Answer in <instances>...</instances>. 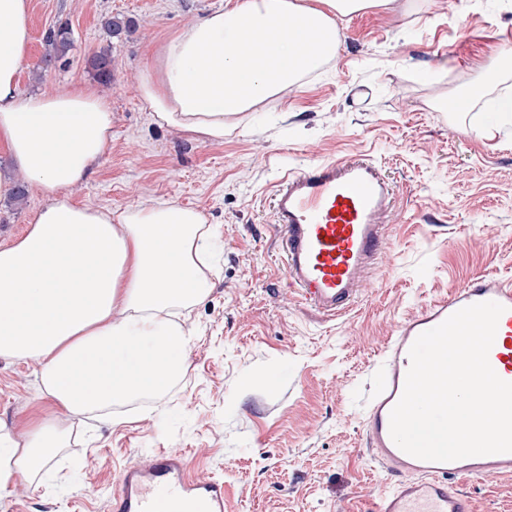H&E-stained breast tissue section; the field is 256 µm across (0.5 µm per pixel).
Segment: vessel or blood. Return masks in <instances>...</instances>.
Here are the masks:
<instances>
[{
  "label": "vessel or blood",
  "instance_id": "b4317fda",
  "mask_svg": "<svg viewBox=\"0 0 512 512\" xmlns=\"http://www.w3.org/2000/svg\"><path fill=\"white\" fill-rule=\"evenodd\" d=\"M393 194L380 169L363 159L321 163L278 180L272 211L285 244L284 273L303 300L331 316L349 310L361 278L380 256V218ZM486 301L504 307L489 363L512 382V281L500 276L471 279L454 295L426 305L384 350L366 415L368 444L388 475L375 512H471L469 498L449 479L512 476V453L425 461L402 451L390 435V412L402 394L414 341L458 310ZM115 512H224V484L190 478L183 453L161 450L122 472Z\"/></svg>",
  "mask_w": 512,
  "mask_h": 512
}]
</instances>
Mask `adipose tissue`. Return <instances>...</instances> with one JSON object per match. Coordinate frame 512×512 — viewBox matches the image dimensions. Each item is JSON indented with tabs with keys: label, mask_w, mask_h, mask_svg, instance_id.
Masks as SVG:
<instances>
[{
	"label": "adipose tissue",
	"mask_w": 512,
	"mask_h": 512,
	"mask_svg": "<svg viewBox=\"0 0 512 512\" xmlns=\"http://www.w3.org/2000/svg\"><path fill=\"white\" fill-rule=\"evenodd\" d=\"M392 2L226 0L155 46L138 97L157 127L223 143L335 60L339 20ZM30 44V0H0V146L17 171L0 174V198L21 179L42 197L28 232L0 248V355L37 358L57 408L108 413L164 392L185 369L182 317L209 293L210 229L174 201H74L71 188L112 144V106L89 90L21 95ZM438 102L456 114L488 105L486 136L512 124V91L489 94L480 80ZM62 446L47 416L33 420L21 449L0 429V492L42 474Z\"/></svg>",
	"instance_id": "ef3b65f1"
}]
</instances>
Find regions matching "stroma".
I'll return each mask as SVG.
<instances>
[{
    "instance_id": "obj_1",
    "label": "stroma",
    "mask_w": 512,
    "mask_h": 512,
    "mask_svg": "<svg viewBox=\"0 0 512 512\" xmlns=\"http://www.w3.org/2000/svg\"><path fill=\"white\" fill-rule=\"evenodd\" d=\"M226 0H30L32 41L22 92L84 88L112 106V146L72 189L97 207L173 200L213 229L207 298L188 320L195 336L168 390L122 417L53 410L39 363L0 356V428L25 446L28 422L51 416L66 443L51 470L10 487L6 512H110L125 467L182 451L199 478L224 483V512H365L387 475L367 446L365 420L380 354L397 326L468 279L512 276V127L480 134L481 108L434 110L496 54L491 92L512 89V0H407L340 21L331 69L289 91L223 143L201 144L153 125L138 98L149 52ZM121 13L133 40L111 41L101 19ZM69 24L73 46L47 71L46 33ZM111 47L114 79L88 61ZM368 156L394 190L386 241L345 315L332 317L290 288L271 196L277 180L313 165ZM42 198L0 199V246L21 238ZM276 379L274 387L262 382ZM473 512H512V477L467 485Z\"/></svg>"
}]
</instances>
